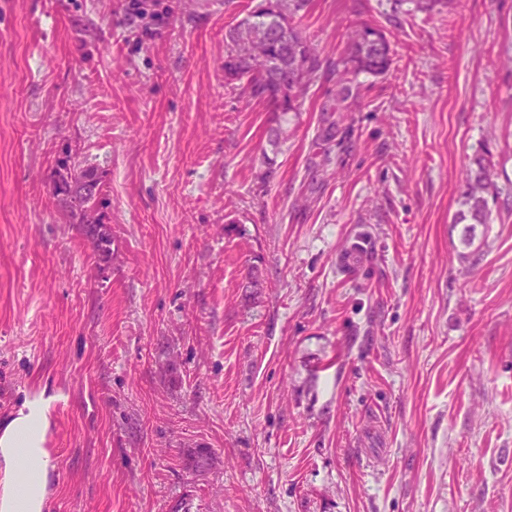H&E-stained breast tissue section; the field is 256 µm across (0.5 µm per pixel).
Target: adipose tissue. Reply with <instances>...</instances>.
<instances>
[{"mask_svg": "<svg viewBox=\"0 0 512 512\" xmlns=\"http://www.w3.org/2000/svg\"><path fill=\"white\" fill-rule=\"evenodd\" d=\"M50 417L49 399L39 396L25 401L17 417L0 431V466L5 471L19 474L21 449L31 448L36 457L44 456ZM45 473V465H37L26 484L15 483L6 488L0 494V512H43Z\"/></svg>", "mask_w": 512, "mask_h": 512, "instance_id": "obj_1", "label": "adipose tissue"}]
</instances>
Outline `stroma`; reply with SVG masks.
I'll return each mask as SVG.
<instances>
[{"mask_svg": "<svg viewBox=\"0 0 512 512\" xmlns=\"http://www.w3.org/2000/svg\"><path fill=\"white\" fill-rule=\"evenodd\" d=\"M141 2L0 0V425L52 396L47 512H512V0H310L324 60L366 22L393 62L286 114L224 78L258 0ZM490 161L491 153L486 149L482 154L477 155L473 159L472 165L466 169L459 198L460 208L453 217L454 223L465 224L462 223L464 214L472 208H476V218L480 215L477 224L489 223L492 212L489 200L491 199L492 204H496L501 194L499 187L490 178ZM485 193H487L489 200H485L482 208H479L476 203L481 195ZM65 173L58 172L53 190L69 204L72 212L79 217V224H86L88 231L96 238L97 245L106 251L110 240L97 208L100 181L86 173H72L67 162L62 164Z\"/></svg>", "mask_w": 512, "mask_h": 512, "instance_id": "35a3bbf8", "label": "stroma"}]
</instances>
